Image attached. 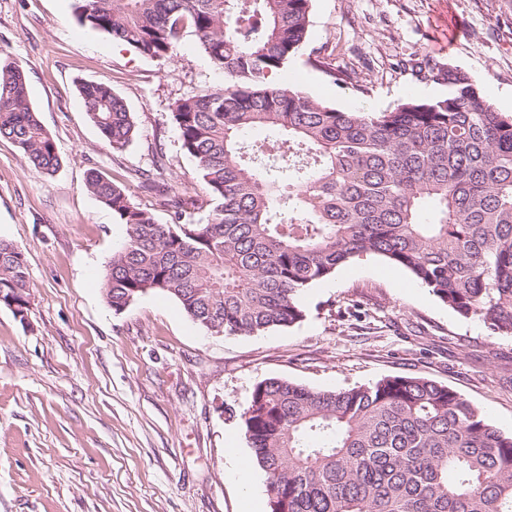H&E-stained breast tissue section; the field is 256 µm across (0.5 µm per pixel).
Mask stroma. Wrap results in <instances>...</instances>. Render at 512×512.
<instances>
[{"label": "stroma", "mask_w": 512, "mask_h": 512, "mask_svg": "<svg viewBox=\"0 0 512 512\" xmlns=\"http://www.w3.org/2000/svg\"><path fill=\"white\" fill-rule=\"evenodd\" d=\"M422 56L467 72L512 115V0H313L282 76L336 108L382 112L447 94L415 78ZM0 62L23 66L61 160L44 176L0 139V240L25 256L30 301L23 318L0 304V512H242L227 452L248 453L241 415L272 377L322 391L423 376L512 434V337L378 256L306 290L304 319L262 335L207 333L160 293L109 306L103 276L126 233L84 175L122 183L167 224L170 206L139 178L161 153L173 194L203 196L170 113L224 75L193 36L157 61L81 25L73 0H0ZM101 80L137 127L119 153L80 94Z\"/></svg>", "instance_id": "1"}]
</instances>
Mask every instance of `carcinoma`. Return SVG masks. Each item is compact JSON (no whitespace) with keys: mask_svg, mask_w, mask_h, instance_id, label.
<instances>
[{"mask_svg":"<svg viewBox=\"0 0 512 512\" xmlns=\"http://www.w3.org/2000/svg\"><path fill=\"white\" fill-rule=\"evenodd\" d=\"M313 0H74L80 23L152 60L195 36L224 85L175 102L182 151L208 220L171 200L161 224L125 187L90 169L85 187L126 231L104 277L115 311L155 292L202 329L254 336L303 320L299 297L356 256L406 270L454 312L512 337V115L464 71L430 58L421 81L448 94L384 112H349L271 81L307 38ZM114 152L137 135L105 81L81 86ZM279 139L247 144L244 130ZM0 138L39 173L60 166L24 68L0 65ZM164 155L141 173L168 191ZM19 247L0 241V290H27ZM242 426L267 477L271 512H512V435L426 377L315 391L281 378L253 389Z\"/></svg>","mask_w":512,"mask_h":512,"instance_id":"1","label":"carcinoma"}]
</instances>
